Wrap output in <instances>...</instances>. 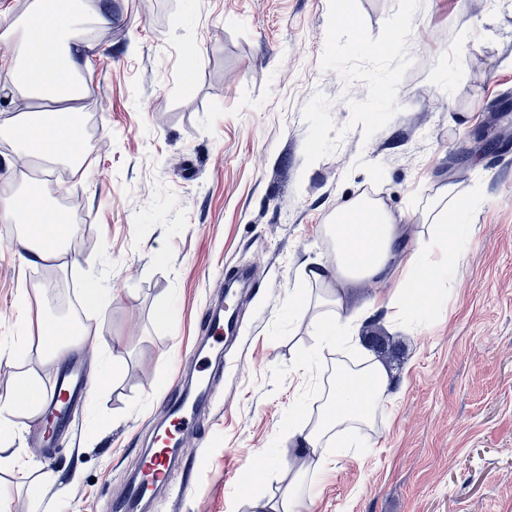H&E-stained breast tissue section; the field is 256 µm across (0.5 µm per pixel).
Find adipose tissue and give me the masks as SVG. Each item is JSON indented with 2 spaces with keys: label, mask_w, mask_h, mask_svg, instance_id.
Returning a JSON list of instances; mask_svg holds the SVG:
<instances>
[{
  "label": "adipose tissue",
  "mask_w": 512,
  "mask_h": 512,
  "mask_svg": "<svg viewBox=\"0 0 512 512\" xmlns=\"http://www.w3.org/2000/svg\"><path fill=\"white\" fill-rule=\"evenodd\" d=\"M61 0H30L28 10L12 23L0 26V40L15 45L12 54L0 57V78L12 96L30 102H48V111L29 110L0 124V136L12 140L25 158L46 161L44 176H51L55 163L68 164L73 172L84 171L87 147L75 144L72 135L81 130L83 113L80 101L85 83L77 46L87 27L108 22L106 8L90 7L86 0H71L70 10L60 8ZM27 194L0 200V222L19 224L23 232L18 244L21 259L27 264L64 263L67 244L74 227L62 223L54 208L35 207ZM475 195L463 194L457 185L443 187L421 213L422 223L434 231L433 240L447 255L445 262L432 259L430 251L414 253L408 272L396 287L397 295L416 301L430 284L447 279L450 267L459 266L465 256L460 246L462 226ZM334 245V264L308 266L300 283L316 290L317 312L309 324L314 333L344 342L351 336V317L343 313L341 286L378 277L394 258L398 226L380 199L364 193L346 207L337 209L328 226ZM19 321L15 333L0 336V359H14L28 346L40 344L48 357L60 359L67 336L85 335V328H74L72 321H48L32 312L27 295L18 298ZM372 385L360 387L356 378L337 367L341 382L323 400V408L311 434L306 438L311 462H322L323 449L332 437H349L362 426L370 425L378 410V400L388 379L386 367L371 361L365 368ZM21 395L12 397L0 411V442L14 439L16 417H37L45 395L32 377H22Z\"/></svg>",
  "instance_id": "obj_1"
}]
</instances>
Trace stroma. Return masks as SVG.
I'll use <instances>...</instances> for the list:
<instances>
[{"label":"stroma","mask_w":512,"mask_h":512,"mask_svg":"<svg viewBox=\"0 0 512 512\" xmlns=\"http://www.w3.org/2000/svg\"><path fill=\"white\" fill-rule=\"evenodd\" d=\"M103 3L112 22L81 50L89 170L42 194L76 207L69 266L24 265L19 225L0 226V335L19 290L49 314L64 283L89 330L72 352L93 386L51 449L39 417L0 443L6 512H112L163 427L171 381L196 377L197 347L224 371L177 458L174 481L190 489L158 491L146 512H249L252 495L283 497L329 366L374 356L389 374L382 409L359 445L330 444L322 471L306 472V512H512V146L474 150L512 124V0L477 13L471 0ZM449 183L477 195L465 259L393 313L429 242L419 213ZM364 191L400 224L398 256L344 289L360 341L323 345L288 300L327 260L336 209ZM239 268L253 283L234 302L243 336L204 338L199 314ZM91 275L112 304L90 319ZM52 367L35 347L0 360V405L20 373L43 384ZM18 452L21 467H7ZM48 452L51 481L38 474Z\"/></svg>","instance_id":"35a3bbf8"}]
</instances>
